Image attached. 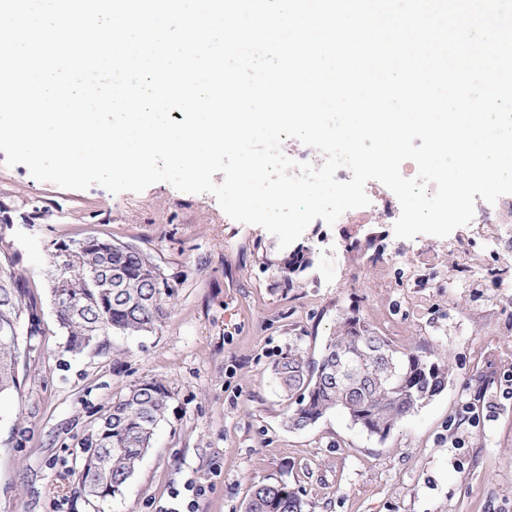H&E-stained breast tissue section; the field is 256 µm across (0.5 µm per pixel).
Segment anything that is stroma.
<instances>
[{
  "mask_svg": "<svg viewBox=\"0 0 512 512\" xmlns=\"http://www.w3.org/2000/svg\"><path fill=\"white\" fill-rule=\"evenodd\" d=\"M379 205L314 220L297 244L311 265L289 277L286 250L257 225L229 218L209 193L166 182L141 193L63 189L6 166L0 224L29 278L41 335L19 392L0 398V512H242L251 486L281 482L306 512H512V283L495 278L512 253V204L477 201L486 234L395 237L401 207L371 181ZM97 236L133 244L177 286L158 327L104 347L64 352L50 297L51 242ZM465 239L482 278L452 281ZM429 258L412 277L413 257ZM401 349L443 355L445 389L386 439L339 412L304 430L273 373L288 352L318 357L343 317ZM171 393L156 441L106 501L77 489L82 439L130 384Z\"/></svg>",
  "mask_w": 512,
  "mask_h": 512,
  "instance_id": "stroma-1",
  "label": "stroma"
}]
</instances>
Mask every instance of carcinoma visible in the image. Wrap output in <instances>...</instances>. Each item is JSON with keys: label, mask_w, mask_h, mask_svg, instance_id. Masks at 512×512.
Wrapping results in <instances>:
<instances>
[{"label": "carcinoma", "mask_w": 512, "mask_h": 512, "mask_svg": "<svg viewBox=\"0 0 512 512\" xmlns=\"http://www.w3.org/2000/svg\"><path fill=\"white\" fill-rule=\"evenodd\" d=\"M9 247L0 232V395L19 392L20 368L29 355L21 338L40 332L36 305L26 300L27 278L13 269ZM49 259L54 313L66 334L65 351L72 354L102 346L114 331H154L176 298V285L132 244L98 237L58 241L52 243ZM310 265L298 250L284 259L283 269L293 274ZM274 372L282 394L295 404L288 427L304 429L338 410L352 425L381 440L439 394L448 379L441 357L400 349L357 318L340 323L319 359L295 351L282 357ZM170 398L162 382L144 380L96 418L78 471L86 495L104 500L121 490L152 448ZM243 512H305V503L283 483H260L251 489Z\"/></svg>", "instance_id": "1"}]
</instances>
